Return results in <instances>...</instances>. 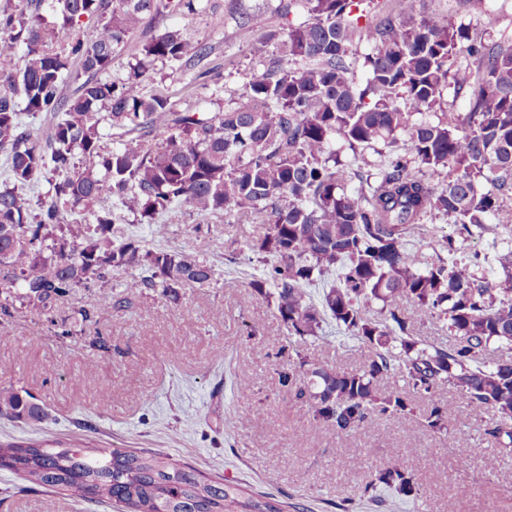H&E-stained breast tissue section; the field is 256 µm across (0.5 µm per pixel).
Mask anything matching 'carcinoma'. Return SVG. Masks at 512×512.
<instances>
[{
  "instance_id": "cac0c4a2",
  "label": "carcinoma",
  "mask_w": 512,
  "mask_h": 512,
  "mask_svg": "<svg viewBox=\"0 0 512 512\" xmlns=\"http://www.w3.org/2000/svg\"><path fill=\"white\" fill-rule=\"evenodd\" d=\"M207 0H6L0 7V312L46 310L76 288L92 296L80 312L122 308L130 296L156 292L165 315L180 290L216 280L214 265L182 249L149 248L121 215L149 225L185 207L199 216L248 215L265 230L249 241L260 273L248 282V305L273 307L288 335L325 333L324 324L367 350L362 368L339 371L300 360L279 372L281 385L315 420L349 440L379 418L448 433L456 409L437 399L455 389L470 419L502 451H512V362H492L488 346L512 344V251L472 252L466 240L512 232V39L456 26L425 13L422 0L360 25L365 0H278L285 27L251 43L264 67L222 112L200 102L179 110L166 93H144L156 63L197 68L212 78V45L179 29L147 40L112 75L127 39L166 14H198ZM48 6L53 21L39 10ZM96 24L92 38L84 22ZM371 51L358 74L353 37ZM22 48L17 57L13 48ZM472 64H459L460 56ZM77 84L64 96L66 82ZM467 93L466 110L448 112L444 95ZM49 116L34 131L22 114ZM118 131L112 147L109 131ZM403 142L405 153L388 148ZM371 150L379 160L370 161ZM44 179L48 190L24 193ZM92 220H65L73 209ZM457 226L438 238L429 220ZM439 247L430 263L425 247ZM447 253L442 257L441 253ZM126 274L113 292L112 278ZM322 286L319 302L310 288ZM436 319L453 342L416 336ZM399 373L404 387L381 385ZM428 401L418 412L417 400ZM0 416L40 419L43 410L13 390L0 391ZM52 490L92 488L130 512H278L242 500L234 482L205 481L161 453L0 444V458ZM418 495L412 472L395 455L375 472L357 501L403 504Z\"/></svg>"
}]
</instances>
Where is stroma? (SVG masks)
<instances>
[{
  "instance_id": "obj_1",
  "label": "stroma",
  "mask_w": 512,
  "mask_h": 512,
  "mask_svg": "<svg viewBox=\"0 0 512 512\" xmlns=\"http://www.w3.org/2000/svg\"><path fill=\"white\" fill-rule=\"evenodd\" d=\"M423 5L455 25L512 38V0H482L467 11L457 9L455 0ZM243 11L262 17L252 32L236 26ZM282 25L271 0H211L206 14L159 18L135 33L113 71L125 73L127 56L151 36L186 30L213 45L210 60L221 80L204 84L193 69L160 64L149 89L167 90L181 110L200 98L222 110L261 70L248 56L249 41ZM161 220L170 226L166 240L154 239L144 224L132 230L146 245L183 248L214 264L216 283L182 290L163 319L156 316V293L135 294L127 307L101 310L69 336L56 335L53 322L89 307L90 297L80 289L48 314L35 308L0 314V390L18 391L47 412L41 421L0 417V442L31 438L65 448L162 452L185 459L206 477L240 483L281 512H336V502L358 498L372 473L398 451L422 494L419 512H512V452L498 453L474 421L463 417L453 428L458 447L470 451L462 469L457 447L448 443L452 435L382 418L351 443L315 421L307 404L280 385V365L302 358L352 370L362 366L365 352L344 337L330 345L290 337L266 303L243 308L253 271L246 244L262 233L259 219H201L182 207ZM230 254L235 264H226ZM251 323L258 327L252 335L246 330ZM493 453L500 460L490 472L484 460ZM26 483L0 468V512H126L71 491L28 493Z\"/></svg>"
}]
</instances>
